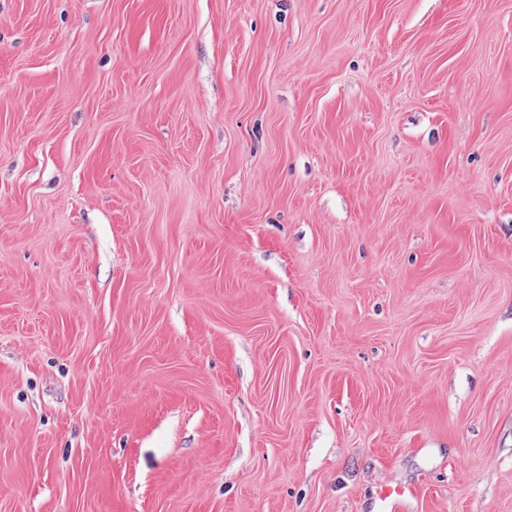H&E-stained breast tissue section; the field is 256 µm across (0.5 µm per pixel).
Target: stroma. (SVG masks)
<instances>
[{"label":"stroma","instance_id":"stroma-1","mask_svg":"<svg viewBox=\"0 0 512 512\" xmlns=\"http://www.w3.org/2000/svg\"><path fill=\"white\" fill-rule=\"evenodd\" d=\"M512 512V0H0V512ZM414 497V490L395 485L381 488L378 493L380 506L385 508L383 512H393L397 503Z\"/></svg>","mask_w":512,"mask_h":512}]
</instances>
